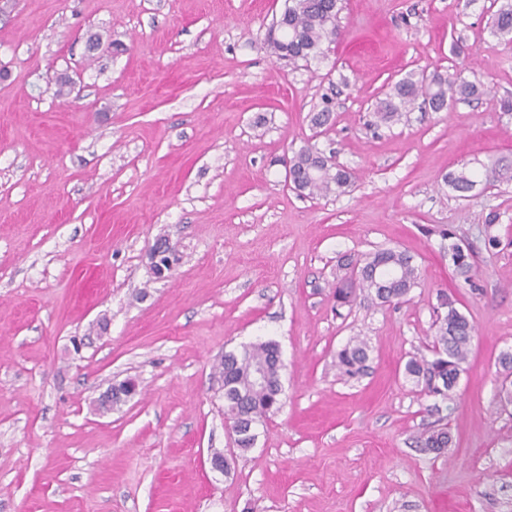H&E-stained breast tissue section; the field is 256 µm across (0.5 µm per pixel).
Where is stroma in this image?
Returning a JSON list of instances; mask_svg holds the SVG:
<instances>
[{
	"label": "stroma",
	"mask_w": 512,
	"mask_h": 512,
	"mask_svg": "<svg viewBox=\"0 0 512 512\" xmlns=\"http://www.w3.org/2000/svg\"><path fill=\"white\" fill-rule=\"evenodd\" d=\"M503 0H344L323 57L278 59L284 0H9L0 14V512H512V184L445 174L512 162ZM480 81L448 111L374 126L407 73ZM330 108L327 125L312 118ZM312 145L353 175L302 197ZM495 217L501 240L486 250ZM475 251L457 274L441 230ZM176 246L151 273L158 239ZM400 248L405 300L337 307L339 258ZM474 326L453 401L403 375L438 292ZM369 347L345 381L338 350ZM281 350L283 407L235 452L216 367ZM132 379L111 412L99 397ZM448 428L425 454L415 437ZM235 452L231 473L212 470ZM482 172L470 169L467 164L448 173L445 180L448 186L458 193H469L477 185L483 182L485 185H500L512 183V165L482 166ZM163 257L167 258L165 265L162 264V262L165 263L164 259L161 262ZM150 259L153 275L157 279H166L171 275L178 262L177 250L167 240H160L151 252ZM452 443V438L445 428H429L416 437V447L426 453L440 455Z\"/></svg>",
	"instance_id": "obj_1"
}]
</instances>
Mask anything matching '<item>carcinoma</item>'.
<instances>
[{
  "mask_svg": "<svg viewBox=\"0 0 512 512\" xmlns=\"http://www.w3.org/2000/svg\"><path fill=\"white\" fill-rule=\"evenodd\" d=\"M342 0H285V8L274 24L280 36L271 37L269 45L280 59L308 62L325 55L323 46L336 42L339 36V15ZM495 31L512 42V0L502 5L494 16ZM481 94L475 82L458 81L441 74L430 79H418L409 73L394 83L385 97L377 102L376 116L381 123L402 120L419 100L439 109L448 100H467ZM293 166L300 177L301 194L309 197L346 192L351 185V174L327 158L315 157L313 147L307 145L295 153ZM482 182L486 185L512 183V165L482 166L478 172L466 164L451 171L446 183L458 193H469ZM448 257L455 269L465 274L470 269L469 248L457 242L448 244ZM350 269L359 277L349 275L336 280V300L349 304L355 298V289L373 294L380 302L399 303L417 284L418 266L412 255L394 248L380 249L348 261ZM441 306L448 308L438 320L431 347V357L412 356L404 364L405 378L421 390L443 401L453 399L462 364L465 363L474 327L468 318L454 307L452 301L441 296ZM278 345L261 341L242 346L239 351L224 353L218 373L224 378V418L233 425L234 444L247 451L257 440L255 426L282 407L281 370ZM369 349L366 342L354 340L336 352V370L348 379L357 378L368 370ZM263 368L267 381L254 382L257 369ZM452 443L448 430L429 428L416 437V447L426 453L440 455Z\"/></svg>",
  "mask_w": 512,
  "mask_h": 512,
  "instance_id": "cac0c4a2",
  "label": "carcinoma"
}]
</instances>
